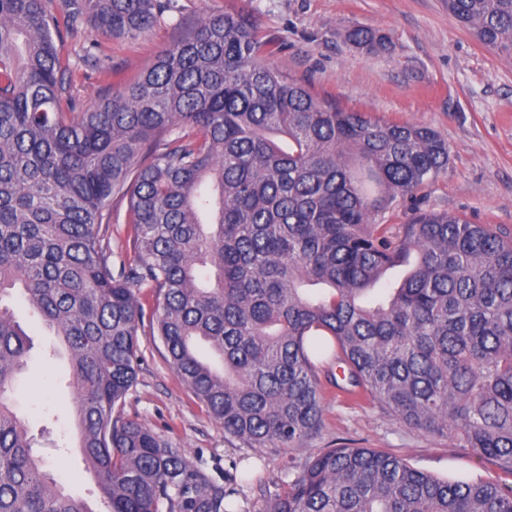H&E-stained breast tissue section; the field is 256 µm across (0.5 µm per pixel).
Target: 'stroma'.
<instances>
[{
	"label": "stroma",
	"mask_w": 512,
	"mask_h": 512,
	"mask_svg": "<svg viewBox=\"0 0 512 512\" xmlns=\"http://www.w3.org/2000/svg\"><path fill=\"white\" fill-rule=\"evenodd\" d=\"M224 12L254 22L259 36L274 44L273 63L319 98L436 130L448 143L449 163L427 188L428 205L512 233V56L483 47L449 15L446 0H173L135 39L102 35L86 23L65 32L60 50L71 62V90L84 105L94 104L134 81L203 17ZM355 26L385 34L387 48L367 53L352 46L346 33ZM92 41L112 67L111 80H102L83 57V46ZM106 239L113 264L131 261L126 201L113 202ZM7 303L33 342L31 366L15 397L46 468L94 512H107L74 435L68 363L47 358L53 337L19 295ZM138 343V379L122 416L162 434L214 476L240 479L236 512H265L271 495L286 489L310 456L343 445L387 452L439 477H481L512 488L511 474L472 456L460 442L410 430L370 396L341 393L333 383L340 370L327 357L319 361L318 435L292 450L248 447L225 436L223 425L195 400L150 326L141 327Z\"/></svg>",
	"instance_id": "obj_1"
}]
</instances>
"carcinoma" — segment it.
<instances>
[{"mask_svg": "<svg viewBox=\"0 0 512 512\" xmlns=\"http://www.w3.org/2000/svg\"><path fill=\"white\" fill-rule=\"evenodd\" d=\"M63 3L60 16L54 0H0V300L20 290L58 340L50 355L67 357L79 448L108 512H229L222 480L117 415L139 371L142 288L183 382L249 447L293 449L319 431L314 357L330 349L406 427L512 474V235L419 196L447 171L448 144L316 97L229 13L84 109L61 27L137 38L169 0ZM447 4L512 55V0ZM347 40L386 46L362 27ZM117 197L133 259L115 275L100 230ZM31 349L0 304V512H94L44 469L16 411ZM266 512H512V489L343 446L309 457Z\"/></svg>", "mask_w": 512, "mask_h": 512, "instance_id": "cac0c4a2", "label": "carcinoma"}]
</instances>
